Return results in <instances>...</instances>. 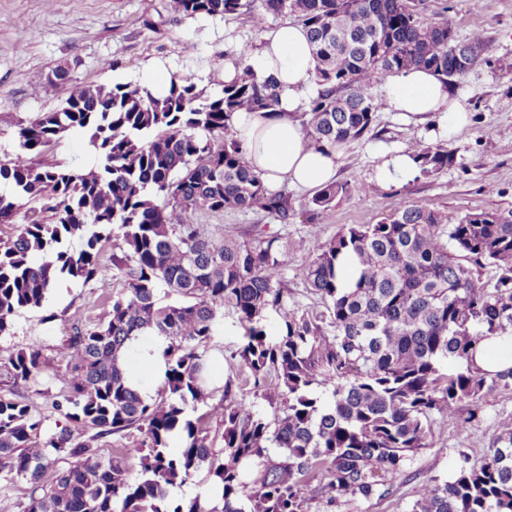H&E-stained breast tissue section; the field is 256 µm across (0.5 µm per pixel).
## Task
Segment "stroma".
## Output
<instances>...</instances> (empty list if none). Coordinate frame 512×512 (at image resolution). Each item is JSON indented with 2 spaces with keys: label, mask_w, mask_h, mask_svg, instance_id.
I'll list each match as a JSON object with an SVG mask.
<instances>
[{
  "label": "stroma",
  "mask_w": 512,
  "mask_h": 512,
  "mask_svg": "<svg viewBox=\"0 0 512 512\" xmlns=\"http://www.w3.org/2000/svg\"><path fill=\"white\" fill-rule=\"evenodd\" d=\"M167 0H0V161L19 151L17 130L46 112L60 108L52 81L66 70L74 82L145 85L151 68L187 77L212 94L221 90L224 65L238 62L243 46H258L247 15L183 18L170 13ZM423 14L432 21H449L458 37L483 31L488 48L479 62L453 86L469 111L468 125L457 135H430L426 122L404 121L378 110L372 131L346 145L338 179L369 181L384 151L408 149L423 142L442 145L455 162L431 175H416L399 184L374 185L369 195L351 194L339 201L322 232L308 219L312 190H289L287 219L260 209L198 212L193 223L207 231L240 236L279 234L302 242L290 254L283 271L289 307L305 312L321 305L304 280V269L326 239L348 224H375L403 206L423 204L441 211L455 224L466 214L512 210V0H423ZM50 163L75 169L94 166L98 158L85 136L72 131L54 142L44 155ZM124 280L114 276L83 283L63 280L51 290L41 308L20 311L0 347L38 346L56 358L74 324L105 320L103 300L121 294ZM245 329L233 310H225L204 351L215 386L234 376V354ZM461 417L471 426H439L436 442L421 449L395 481L394 493L384 500H356L337 512H409L411 490L421 480L450 478L458 450L480 461L498 432L499 423L512 418V391L484 399L478 406L463 404Z\"/></svg>",
  "instance_id": "35a3bbf8"
}]
</instances>
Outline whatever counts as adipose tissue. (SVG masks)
Segmentation results:
<instances>
[{"instance_id": "1", "label": "adipose tissue", "mask_w": 512, "mask_h": 512, "mask_svg": "<svg viewBox=\"0 0 512 512\" xmlns=\"http://www.w3.org/2000/svg\"><path fill=\"white\" fill-rule=\"evenodd\" d=\"M246 69L278 82L274 111L240 112L234 118L235 136L248 148L254 171L271 186L285 182L308 189L334 181L342 149L309 146L297 116L319 88L304 26L287 23L264 32L258 49L246 56L244 68L225 65V81L240 77ZM383 97L387 111L407 119L437 116L440 128L450 135L461 131L467 121L464 106L449 86L423 69L393 75L383 86Z\"/></svg>"}]
</instances>
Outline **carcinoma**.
<instances>
[{
	"mask_svg": "<svg viewBox=\"0 0 512 512\" xmlns=\"http://www.w3.org/2000/svg\"><path fill=\"white\" fill-rule=\"evenodd\" d=\"M242 11L260 33L282 14L307 29L322 89L307 104L305 130L317 147L372 131L380 76L420 68L452 84L464 75L460 59L486 49L482 31L460 40L448 22L424 19L415 0H175L170 9L183 17ZM55 87L61 108L19 128V153L0 162V183L11 186L0 195V224L32 201L51 214L48 224L0 238V335L63 279L117 272L125 285L109 299L107 320L74 325L58 353L55 407L73 427L43 437L31 404L0 397V473L31 484L21 512H309L306 489L318 476L329 507L382 499L435 440V422L465 428L474 416L460 417L462 403L512 390V367L488 373L473 363L481 341L512 336V212H473L449 224L412 204L386 221L345 225L304 271L322 310L301 312L288 307L282 283L300 241L218 237L183 221L252 208L288 218V196L267 188L233 135L236 113L275 107L274 78L244 76L214 95L181 78L155 97L139 85L74 83L58 70ZM72 130L87 138L96 166L40 160ZM411 153L422 174L453 163L443 145ZM368 191L364 183L325 184L307 202L310 223H327L336 201ZM347 255L358 270L345 285L339 263ZM487 266L493 282L482 276ZM161 288L181 301L161 302ZM226 307L246 327V342L210 406L222 419L217 438L187 406L212 396L200 347ZM269 313L272 334L263 324ZM146 336L163 340L154 402L132 384L128 364L132 344ZM47 365L35 347L0 353L9 381L37 395ZM246 389L268 396L272 416L255 410ZM79 429L95 436L83 439ZM131 429L143 438L108 458L94 446ZM201 467L223 507L199 495L170 498L169 487ZM410 512H512V420L499 425L480 462L462 455L450 479L418 482Z\"/></svg>",
	"mask_w": 512,
	"mask_h": 512,
	"instance_id": "1",
	"label": "carcinoma"
}]
</instances>
